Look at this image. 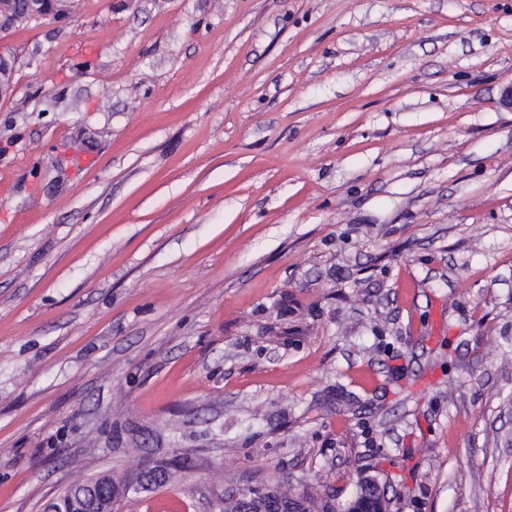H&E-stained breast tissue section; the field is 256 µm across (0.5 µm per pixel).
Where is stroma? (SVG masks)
<instances>
[{
    "instance_id": "35a3bbf8",
    "label": "stroma",
    "mask_w": 512,
    "mask_h": 512,
    "mask_svg": "<svg viewBox=\"0 0 512 512\" xmlns=\"http://www.w3.org/2000/svg\"><path fill=\"white\" fill-rule=\"evenodd\" d=\"M0 52V512L176 458L114 512H512V0H73ZM16 61L0 54V101L9 100L15 90ZM280 488L283 487L279 483L248 487L238 492L236 501L235 494H224V510L219 512H279L281 500H288V507L296 501L293 496L296 493H288L287 498L281 499Z\"/></svg>"
}]
</instances>
